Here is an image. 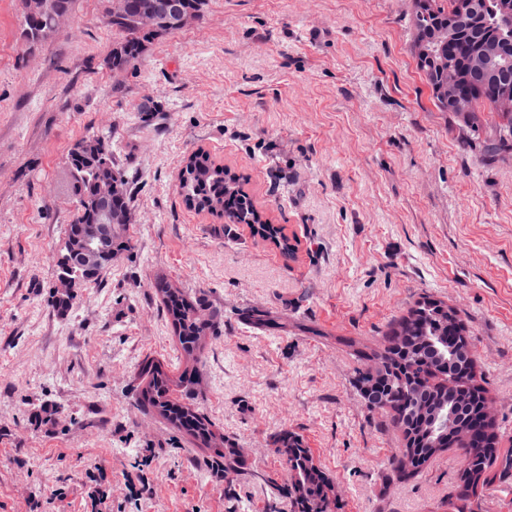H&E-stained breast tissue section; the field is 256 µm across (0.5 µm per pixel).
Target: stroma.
<instances>
[{"label":"stroma","instance_id":"1","mask_svg":"<svg viewBox=\"0 0 512 512\" xmlns=\"http://www.w3.org/2000/svg\"><path fill=\"white\" fill-rule=\"evenodd\" d=\"M106 6L75 0L31 47L22 0H0V512H292L272 451L285 430L341 512H448L458 453L396 478L401 440L361 398L353 350L380 347L421 297L457 307L512 448V153L485 150L497 113L477 104L463 146L416 68L412 0H206L122 73ZM94 133L136 184L132 248L61 315L68 156ZM200 149L297 237L295 258L186 208L180 173ZM160 275L224 314L198 402L243 449L239 472L136 406L138 364H178Z\"/></svg>","mask_w":512,"mask_h":512}]
</instances>
